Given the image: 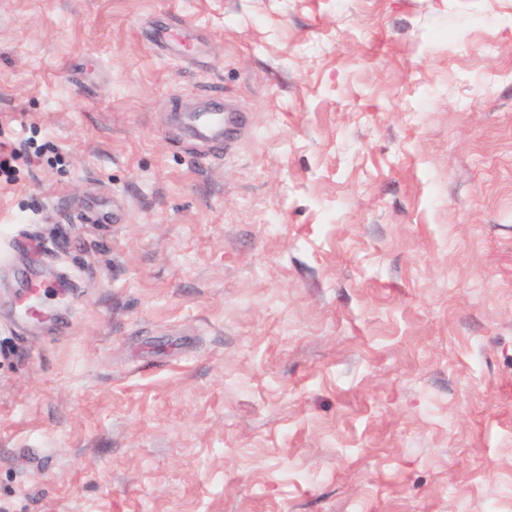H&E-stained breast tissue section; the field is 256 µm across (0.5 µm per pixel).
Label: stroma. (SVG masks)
<instances>
[{
  "label": "stroma",
  "instance_id": "stroma-1",
  "mask_svg": "<svg viewBox=\"0 0 512 512\" xmlns=\"http://www.w3.org/2000/svg\"><path fill=\"white\" fill-rule=\"evenodd\" d=\"M24 139L0 512H512V0H0ZM190 121L205 136H213L224 128V113L220 110L194 113ZM55 284H62L60 281H51L44 274L39 271L32 270L26 276V288L22 289L21 306L17 305V312L24 318L34 320L35 316L26 310L25 298L31 292H42L45 296L55 292L53 286ZM65 286V285H64Z\"/></svg>",
  "mask_w": 512,
  "mask_h": 512
}]
</instances>
